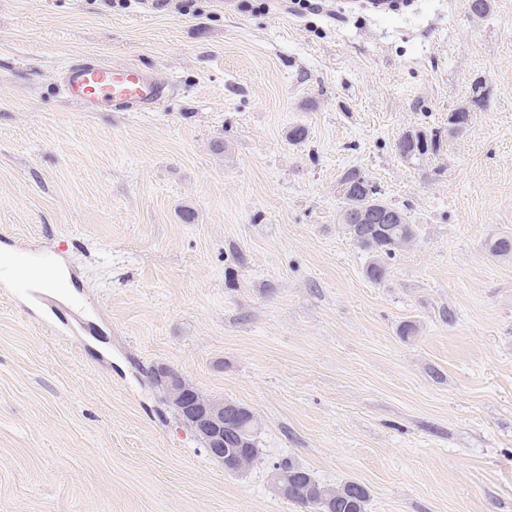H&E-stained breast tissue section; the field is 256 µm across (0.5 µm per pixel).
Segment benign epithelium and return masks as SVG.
Returning a JSON list of instances; mask_svg holds the SVG:
<instances>
[{"mask_svg": "<svg viewBox=\"0 0 512 512\" xmlns=\"http://www.w3.org/2000/svg\"><path fill=\"white\" fill-rule=\"evenodd\" d=\"M471 119L470 110L461 107L448 115V135L464 129ZM370 182L365 174L360 173L351 182H342L337 186V193L346 197L348 212L358 218V223H373L380 220H394L389 213H379L361 205V192ZM156 378L163 386L167 400L175 408L182 420L205 443L209 455L224 466L229 473L245 471L252 462L250 444L239 441V447H224V432L238 427L242 408L234 401L202 393L193 383L179 373L162 367L157 369ZM272 491L281 497H292L298 488L288 480V475L278 470L269 474Z\"/></svg>", "mask_w": 512, "mask_h": 512, "instance_id": "obj_1", "label": "benign epithelium"}]
</instances>
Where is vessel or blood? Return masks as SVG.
<instances>
[{"label": "vessel or blood", "instance_id": "obj_1", "mask_svg": "<svg viewBox=\"0 0 512 512\" xmlns=\"http://www.w3.org/2000/svg\"><path fill=\"white\" fill-rule=\"evenodd\" d=\"M62 93L90 112H148L168 95L170 88L133 64H107L94 57L70 62L59 70Z\"/></svg>", "mask_w": 512, "mask_h": 512}]
</instances>
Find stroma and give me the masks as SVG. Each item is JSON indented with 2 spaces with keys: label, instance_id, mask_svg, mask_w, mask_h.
<instances>
[{
  "label": "stroma",
  "instance_id": "stroma-1",
  "mask_svg": "<svg viewBox=\"0 0 512 512\" xmlns=\"http://www.w3.org/2000/svg\"><path fill=\"white\" fill-rule=\"evenodd\" d=\"M492 5L0 0L26 71L0 76V252L66 276L38 298L0 278V512H304L268 486L283 458L364 485L366 512H512V259L486 249L512 235V0ZM86 56L173 88L81 111L57 71ZM408 130L442 138L426 167ZM352 168L419 228L380 282L337 222ZM160 367L261 419L249 469L210 457Z\"/></svg>",
  "mask_w": 512,
  "mask_h": 512
}]
</instances>
